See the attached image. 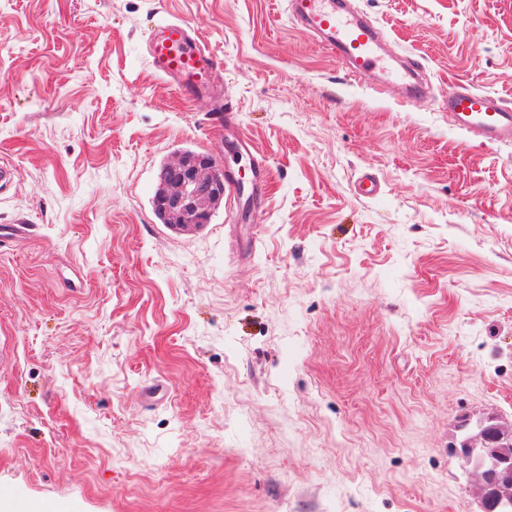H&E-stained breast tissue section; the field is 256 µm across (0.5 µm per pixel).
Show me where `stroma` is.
Listing matches in <instances>:
<instances>
[{
    "label": "stroma",
    "mask_w": 512,
    "mask_h": 512,
    "mask_svg": "<svg viewBox=\"0 0 512 512\" xmlns=\"http://www.w3.org/2000/svg\"><path fill=\"white\" fill-rule=\"evenodd\" d=\"M434 94L512 104V0H358ZM287 0H0V485L66 512H477L452 447L512 425V145L349 79ZM224 66L269 162L178 234L160 168L230 161L151 70L161 20ZM372 168L382 191L353 184Z\"/></svg>",
    "instance_id": "35a3bbf8"
}]
</instances>
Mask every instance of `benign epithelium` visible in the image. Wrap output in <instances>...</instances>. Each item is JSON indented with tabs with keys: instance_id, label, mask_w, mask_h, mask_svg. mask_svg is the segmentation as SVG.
Listing matches in <instances>:
<instances>
[{
	"instance_id": "7a95c632",
	"label": "benign epithelium",
	"mask_w": 512,
	"mask_h": 512,
	"mask_svg": "<svg viewBox=\"0 0 512 512\" xmlns=\"http://www.w3.org/2000/svg\"><path fill=\"white\" fill-rule=\"evenodd\" d=\"M155 207L169 227L188 231L209 223L224 196V176L213 159L202 153H183L167 164ZM455 455L477 479L480 512H512V427L493 414L475 427H461Z\"/></svg>"
}]
</instances>
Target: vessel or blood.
<instances>
[{"instance_id":"1","label":"vessel or blood","mask_w":512,"mask_h":512,"mask_svg":"<svg viewBox=\"0 0 512 512\" xmlns=\"http://www.w3.org/2000/svg\"><path fill=\"white\" fill-rule=\"evenodd\" d=\"M289 17L336 59L355 82L403 105L435 103L448 114V124L481 144L512 143V106L497 95L458 80L446 95L434 96L422 77V66L411 59H398L384 46L382 32L361 14L352 0H288ZM146 56L155 74L182 95H205L217 104L225 128L236 126L228 109L227 95L219 80L221 60L185 22L167 21L156 26L145 41ZM241 181L235 173L224 177L229 223H245L240 200ZM356 195L374 199L381 193L372 169H365L354 183Z\"/></svg>"}]
</instances>
